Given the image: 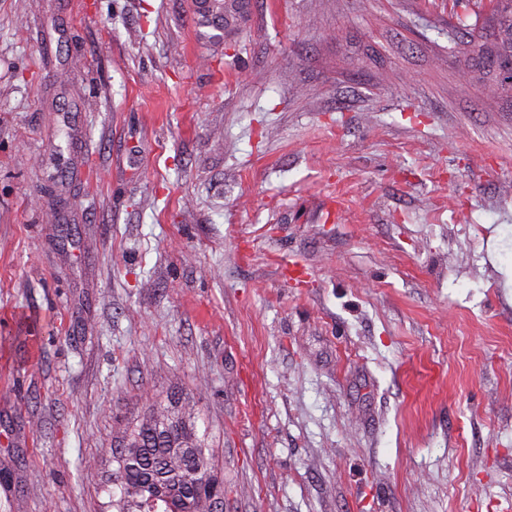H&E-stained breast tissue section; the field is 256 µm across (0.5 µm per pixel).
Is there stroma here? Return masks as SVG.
Here are the masks:
<instances>
[{
    "instance_id": "stroma-1",
    "label": "stroma",
    "mask_w": 512,
    "mask_h": 512,
    "mask_svg": "<svg viewBox=\"0 0 512 512\" xmlns=\"http://www.w3.org/2000/svg\"><path fill=\"white\" fill-rule=\"evenodd\" d=\"M481 0H0V512H101L193 402L224 512H512V97ZM204 2L205 0L196 1L199 4L198 21L200 27L213 31L202 33L205 39L213 43L223 41L228 28L234 25L238 18H244L248 12L246 0H210L204 6H200ZM490 1V15L458 43L457 53L472 72L496 83L511 97L512 82L502 72L512 67V0Z\"/></svg>"
}]
</instances>
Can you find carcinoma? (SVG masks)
I'll return each mask as SVG.
<instances>
[{
    "label": "carcinoma",
    "instance_id": "cac0c4a2",
    "mask_svg": "<svg viewBox=\"0 0 512 512\" xmlns=\"http://www.w3.org/2000/svg\"><path fill=\"white\" fill-rule=\"evenodd\" d=\"M490 15L459 42L457 53L481 78L512 96L502 72L512 67V0H492ZM248 12V0H209L197 7L210 42L224 40L229 27ZM127 454L116 460L115 484L106 512H209L211 498L224 494L191 416L153 411L123 432Z\"/></svg>",
    "mask_w": 512,
    "mask_h": 512
}]
</instances>
